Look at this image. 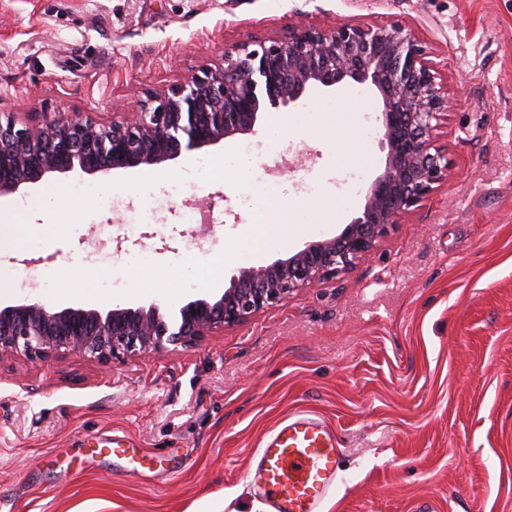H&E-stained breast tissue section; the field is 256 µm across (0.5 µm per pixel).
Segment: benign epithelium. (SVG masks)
Listing matches in <instances>:
<instances>
[{
	"label": "benign epithelium",
	"instance_id": "benign-epithelium-1",
	"mask_svg": "<svg viewBox=\"0 0 512 512\" xmlns=\"http://www.w3.org/2000/svg\"><path fill=\"white\" fill-rule=\"evenodd\" d=\"M344 82L379 93L387 162L340 234L271 263L241 267L222 293L189 301L173 314L155 302L107 309H56L28 298L0 304V359L74 352L108 363L169 345L192 347L300 288L351 269L403 214L448 181V153L435 145L434 131L449 98L437 63L415 32L344 21L290 24L283 38L241 42L224 51V66L203 68L151 95L121 121L45 117L20 123L0 114L2 197L55 172L164 166L184 152L252 134L267 109Z\"/></svg>",
	"mask_w": 512,
	"mask_h": 512
}]
</instances>
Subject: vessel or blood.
Listing matches in <instances>:
<instances>
[{
  "label": "vessel or blood",
  "instance_id": "1",
  "mask_svg": "<svg viewBox=\"0 0 512 512\" xmlns=\"http://www.w3.org/2000/svg\"><path fill=\"white\" fill-rule=\"evenodd\" d=\"M111 454L125 458L129 475L144 467L125 439L112 441ZM339 470L336 440L315 413L298 411L281 421L263 442L254 470L272 512H322Z\"/></svg>",
  "mask_w": 512,
  "mask_h": 512
}]
</instances>
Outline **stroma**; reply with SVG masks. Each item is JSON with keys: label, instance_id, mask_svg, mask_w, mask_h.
<instances>
[{"label": "stroma", "instance_id": "1", "mask_svg": "<svg viewBox=\"0 0 512 512\" xmlns=\"http://www.w3.org/2000/svg\"><path fill=\"white\" fill-rule=\"evenodd\" d=\"M414 29L451 97L436 132L453 176L336 278L293 292L192 347L109 363L59 354L0 359V512H270L247 476L274 427L316 413L341 442V478L322 512H512V0H0V113L120 118L152 93L289 20ZM376 91L344 84L288 107L297 127L252 161L249 180L190 179V164L266 141L183 153L148 191L142 169L46 175L0 197V303L168 310L222 291L256 266L341 232L383 171L364 122ZM106 184L117 207L81 221L50 190ZM288 205L281 242L253 208L257 185ZM334 202V222L319 207ZM216 222L189 248L184 207ZM238 263H225L229 246ZM150 249L155 282L129 253ZM44 285L11 287L22 260ZM96 275L68 289L78 267ZM114 436L149 457L95 455Z\"/></svg>", "mask_w": 512, "mask_h": 512}]
</instances>
